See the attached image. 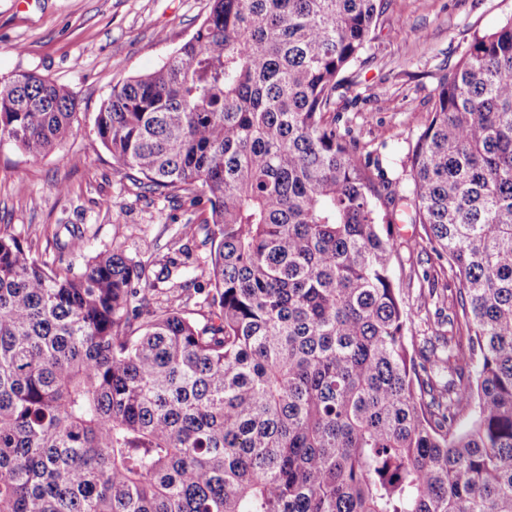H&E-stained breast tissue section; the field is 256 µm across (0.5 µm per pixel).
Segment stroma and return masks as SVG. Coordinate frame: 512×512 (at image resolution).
<instances>
[{"label":"stroma","mask_w":512,"mask_h":512,"mask_svg":"<svg viewBox=\"0 0 512 512\" xmlns=\"http://www.w3.org/2000/svg\"><path fill=\"white\" fill-rule=\"evenodd\" d=\"M209 0H0V73L33 70L77 98L87 128L34 160L0 146V229L31 245L52 266H83L86 257L121 247L159 271L181 242L183 224L200 223L204 205L144 192L117 173L93 131L114 84L159 67L195 32ZM512 15V0H391L381 17L345 115L362 150L398 177L409 144L431 119L434 89L474 32ZM81 249L59 252L69 227ZM393 268L414 311L415 346L447 330L453 275L431 250L416 248L420 224L392 227Z\"/></svg>","instance_id":"1"}]
</instances>
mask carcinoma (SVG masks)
<instances>
[{"label": "carcinoma", "instance_id": "1", "mask_svg": "<svg viewBox=\"0 0 512 512\" xmlns=\"http://www.w3.org/2000/svg\"><path fill=\"white\" fill-rule=\"evenodd\" d=\"M94 128L116 171L208 204L192 317L113 249L51 268L0 231V512H512V16L434 90L401 191L339 103L385 0H210ZM82 130L0 74V142ZM455 272L409 349L391 225Z\"/></svg>", "mask_w": 512, "mask_h": 512}]
</instances>
